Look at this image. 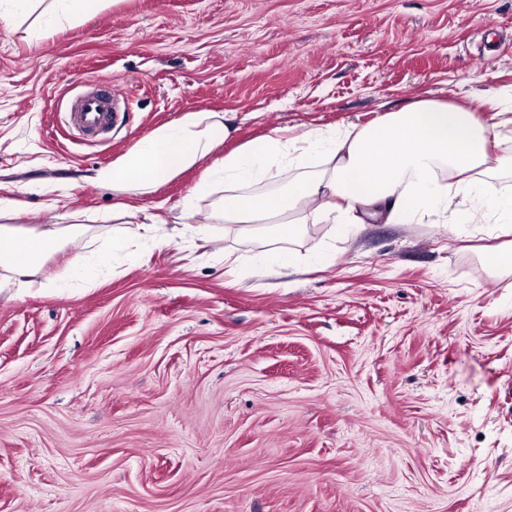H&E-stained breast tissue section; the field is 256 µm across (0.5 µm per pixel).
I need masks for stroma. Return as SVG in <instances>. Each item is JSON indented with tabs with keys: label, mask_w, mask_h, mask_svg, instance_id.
Returning a JSON list of instances; mask_svg holds the SVG:
<instances>
[{
	"label": "stroma",
	"mask_w": 512,
	"mask_h": 512,
	"mask_svg": "<svg viewBox=\"0 0 512 512\" xmlns=\"http://www.w3.org/2000/svg\"><path fill=\"white\" fill-rule=\"evenodd\" d=\"M0 26L9 222L89 231L92 174L188 112L225 150L363 125L423 98L491 114L512 86V0H105L41 34ZM111 83V131L63 121ZM135 196L168 223L207 174ZM130 253L91 287L0 288V512H512V275L490 224H308L291 268L262 235ZM241 263L225 261V253Z\"/></svg>",
	"instance_id": "obj_1"
}]
</instances>
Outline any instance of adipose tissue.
<instances>
[{
	"label": "adipose tissue",
	"instance_id": "adipose-tissue-1",
	"mask_svg": "<svg viewBox=\"0 0 512 512\" xmlns=\"http://www.w3.org/2000/svg\"><path fill=\"white\" fill-rule=\"evenodd\" d=\"M104 0H0V25L38 14L43 31L98 13ZM497 125L473 111L440 99H419L400 110L385 113L366 125L332 129L310 128L298 134L276 129L261 139L242 144L212 161L215 150L232 137L234 129L222 112H189L174 123L155 129L112 166L94 178L116 192L152 191L181 172L209 163L184 203L187 224L159 234L161 214H140L127 201L112 206L118 223L137 221L142 240L156 246L181 245L213 234L216 223L238 225L250 232L257 223L272 226L266 255L286 267L292 262L287 243L301 232L306 217L343 226L361 225L363 218L394 224H416L423 217L452 212L453 221L467 224L474 215L454 209L458 196L470 197L477 208L512 234V191L497 175L512 174V153L493 154ZM294 170L285 190H264L282 170ZM224 197L212 200L216 183ZM210 200L204 223H195L199 201ZM14 199L0 198V288L27 290L47 285L44 259L64 253L56 281L87 283L96 270L110 268L113 255L128 248L126 236L113 231L110 253L95 266L65 247L86 234L82 224H38L18 228L5 219L15 210Z\"/></svg>",
	"mask_w": 512,
	"mask_h": 512
}]
</instances>
